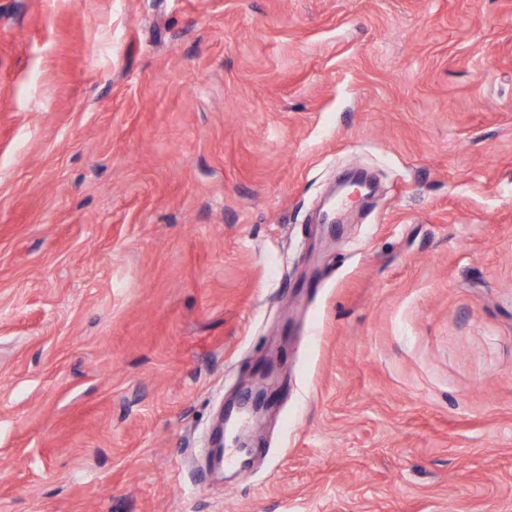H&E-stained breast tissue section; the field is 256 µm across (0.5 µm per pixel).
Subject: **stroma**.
<instances>
[{
  "mask_svg": "<svg viewBox=\"0 0 512 512\" xmlns=\"http://www.w3.org/2000/svg\"><path fill=\"white\" fill-rule=\"evenodd\" d=\"M1 460L0 512H512V0H0Z\"/></svg>",
  "mask_w": 512,
  "mask_h": 512,
  "instance_id": "1",
  "label": "stroma"
}]
</instances>
